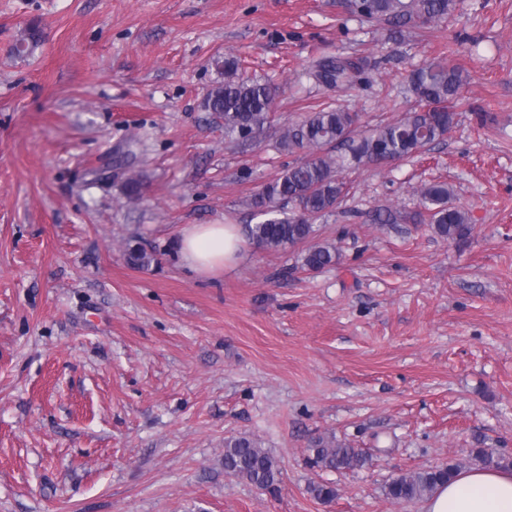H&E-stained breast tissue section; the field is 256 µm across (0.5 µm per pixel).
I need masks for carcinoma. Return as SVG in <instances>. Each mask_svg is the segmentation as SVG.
Here are the masks:
<instances>
[{
	"mask_svg": "<svg viewBox=\"0 0 512 512\" xmlns=\"http://www.w3.org/2000/svg\"><path fill=\"white\" fill-rule=\"evenodd\" d=\"M453 0H346L348 11L368 22L401 27L416 20L439 22L448 17ZM224 80L210 88L204 107L224 121V138L246 144L258 136L268 123L277 88L269 81L243 77L240 60L229 54L212 60ZM365 60L347 56H322L310 69L312 78L332 89L352 85L364 69ZM408 92L416 108L401 118L357 130L358 114L325 106L308 113L303 120L289 125L280 135L278 147L293 153L307 152L300 163L287 166L278 177L266 183L247 206L262 220L248 225L249 237L266 249L284 250L312 239V221L332 212L344 195L339 172L345 167H360L388 160L411 157L442 139L455 124L453 111L465 84L461 71L437 58L411 71ZM424 221L432 232L448 242H464L472 234L464 211L451 202V190L445 182H431L420 189ZM404 216L391 206L375 209L377 224H397ZM129 262L146 267L152 253L140 246L127 249ZM336 249L313 244L302 257V266L318 271L336 263ZM313 466L326 470H352L364 466L368 458L356 448L322 437L311 448ZM482 467L503 468L512 465L504 456L479 448L472 457ZM224 474L244 479L256 487L275 492L282 470L278 461L247 436L224 441ZM460 465L444 466L401 475L385 487V494L395 502H411L431 494L438 484L448 481ZM307 492L315 499L329 502L336 489L312 483Z\"/></svg>",
	"mask_w": 512,
	"mask_h": 512,
	"instance_id": "1",
	"label": "carcinoma"
}]
</instances>
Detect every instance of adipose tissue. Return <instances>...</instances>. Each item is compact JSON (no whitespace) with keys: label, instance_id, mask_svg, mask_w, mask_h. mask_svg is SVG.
Returning <instances> with one entry per match:
<instances>
[{"label":"adipose tissue","instance_id":"ef3b65f1","mask_svg":"<svg viewBox=\"0 0 512 512\" xmlns=\"http://www.w3.org/2000/svg\"><path fill=\"white\" fill-rule=\"evenodd\" d=\"M244 230L237 224H189L179 233L182 261L210 276L234 267ZM425 512H512V472L476 468L459 472L427 500Z\"/></svg>","mask_w":512,"mask_h":512}]
</instances>
